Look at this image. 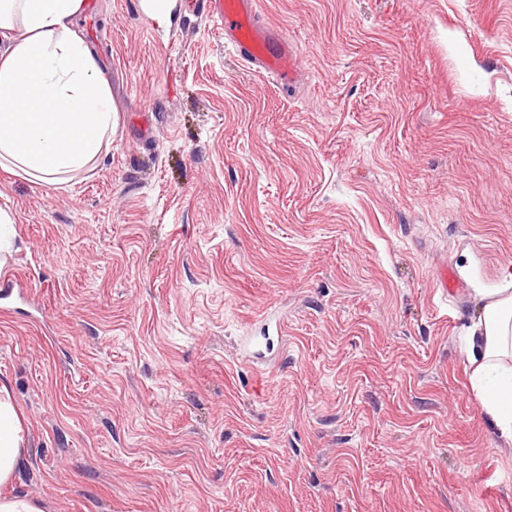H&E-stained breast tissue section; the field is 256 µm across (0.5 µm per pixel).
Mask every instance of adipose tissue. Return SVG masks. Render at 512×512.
<instances>
[{
  "instance_id": "ef3b65f1",
  "label": "adipose tissue",
  "mask_w": 512,
  "mask_h": 512,
  "mask_svg": "<svg viewBox=\"0 0 512 512\" xmlns=\"http://www.w3.org/2000/svg\"><path fill=\"white\" fill-rule=\"evenodd\" d=\"M86 0H0V168L48 187L89 168L118 117L101 57L76 28ZM467 348L471 385L512 441V289L483 291ZM28 429L0 382V487L28 458Z\"/></svg>"
}]
</instances>
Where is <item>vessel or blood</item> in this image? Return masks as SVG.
<instances>
[{"label":"vessel or blood","instance_id":"vessel-or-blood-1","mask_svg":"<svg viewBox=\"0 0 512 512\" xmlns=\"http://www.w3.org/2000/svg\"><path fill=\"white\" fill-rule=\"evenodd\" d=\"M202 15L224 33V42L254 71L294 87L299 59L295 45L278 28L257 18L256 0H195Z\"/></svg>","mask_w":512,"mask_h":512}]
</instances>
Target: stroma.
Here are the masks:
<instances>
[{"mask_svg": "<svg viewBox=\"0 0 512 512\" xmlns=\"http://www.w3.org/2000/svg\"><path fill=\"white\" fill-rule=\"evenodd\" d=\"M174 0H93L119 127L15 219L0 380L44 512H512L471 388L512 273V0H258L285 90ZM448 266L458 289L432 283Z\"/></svg>", "mask_w": 512, "mask_h": 512, "instance_id": "stroma-1", "label": "stroma"}]
</instances>
